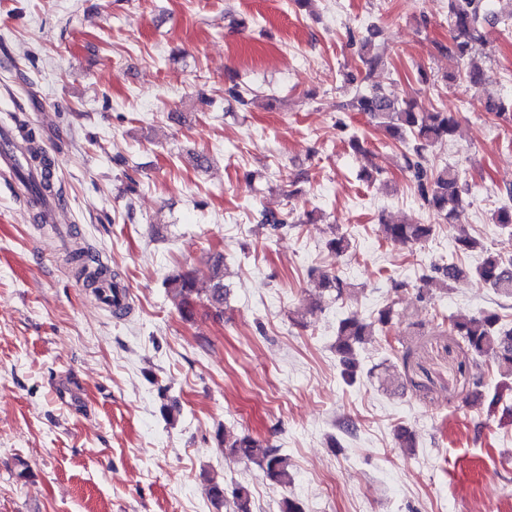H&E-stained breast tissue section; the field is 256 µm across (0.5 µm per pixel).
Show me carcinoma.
Segmentation results:
<instances>
[{
	"label": "carcinoma",
	"mask_w": 512,
	"mask_h": 512,
	"mask_svg": "<svg viewBox=\"0 0 512 512\" xmlns=\"http://www.w3.org/2000/svg\"><path fill=\"white\" fill-rule=\"evenodd\" d=\"M448 19L451 26L450 41L448 45L438 44L436 48L448 53L461 64L469 55L472 45L483 38L484 25L492 24L495 15L489 9L488 0H448ZM353 106L357 111L377 120L391 137L405 144L412 143L403 157L405 170L413 178L417 195L425 206L447 223H452L467 204L466 190L460 185L455 169H428L425 166L424 150L430 143L453 135L455 117L435 108L416 111L412 104L405 105L377 89L369 93L356 91ZM18 127L23 141L20 146L23 162L13 169V174L23 197L30 204L51 194L53 185L49 178L36 176L41 167L48 166V160L36 145L33 132L21 121ZM455 230L457 252L464 254L479 247V241L463 227L457 226ZM433 231L432 224H383L380 227L384 240L402 245L426 240ZM483 253L481 262L472 270L466 271L454 262L434 268V275L425 279V285L445 290L450 282L471 277L504 296L512 297V259L486 249ZM311 275L316 277L318 287L335 292L338 299L350 288V284L335 272L318 273L313 270ZM166 285L183 318L194 317L197 301L202 298L214 317L224 316L227 288L224 285L223 254L210 256L203 275L194 272L173 275L166 279ZM394 317L395 310L390 303L379 310L373 320L352 314L338 322L335 349L341 367L340 374L345 382L353 384L360 377L358 348L370 341L377 332L385 331ZM449 327L471 357L494 358L500 377L512 379V327L503 324L497 310L486 309L471 315L458 314L449 319ZM221 443L230 455L258 465L264 476L274 483L286 486L292 482L288 457L265 442L249 434H234L226 430ZM207 494L215 503L223 502L230 496L236 512H251V495L245 486L229 490L224 482L211 477L207 480Z\"/></svg>",
	"instance_id": "obj_1"
}]
</instances>
